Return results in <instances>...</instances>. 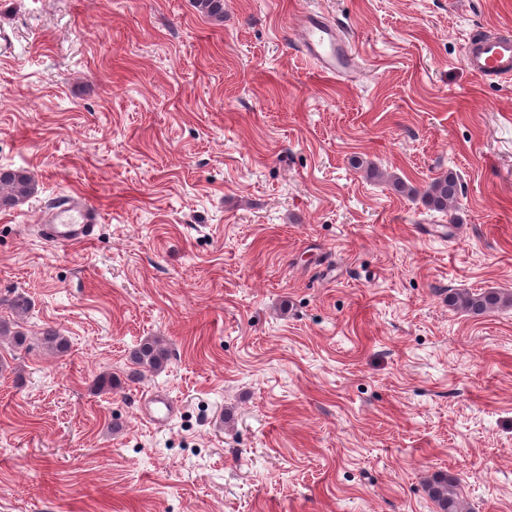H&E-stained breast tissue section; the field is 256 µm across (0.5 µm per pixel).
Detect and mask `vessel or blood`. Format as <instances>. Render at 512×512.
<instances>
[{
	"mask_svg": "<svg viewBox=\"0 0 512 512\" xmlns=\"http://www.w3.org/2000/svg\"><path fill=\"white\" fill-rule=\"evenodd\" d=\"M299 40L305 55L322 73L352 77L358 63L352 52L348 34L328 21L322 14L308 13L298 22ZM465 60L479 77L502 81L512 78V35L477 38L466 48ZM101 213L90 206L82 194L69 195L65 205L42 216L40 232L50 241L75 245L91 241ZM144 418L154 425L168 422L175 413L172 402L161 394L144 399Z\"/></svg>",
	"mask_w": 512,
	"mask_h": 512,
	"instance_id": "b4317fda",
	"label": "vessel or blood"
}]
</instances>
